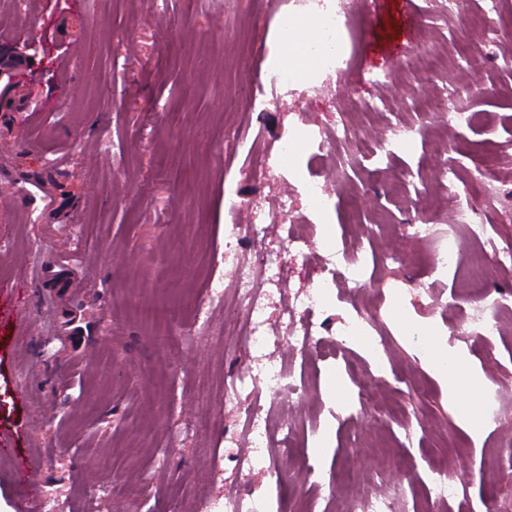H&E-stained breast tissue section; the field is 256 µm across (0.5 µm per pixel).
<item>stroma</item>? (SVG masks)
I'll list each match as a JSON object with an SVG mask.
<instances>
[{
	"mask_svg": "<svg viewBox=\"0 0 512 512\" xmlns=\"http://www.w3.org/2000/svg\"><path fill=\"white\" fill-rule=\"evenodd\" d=\"M417 4L414 27L437 56L499 27L481 89L462 103L481 122L446 127L407 106L397 88L414 85L417 70L399 66L409 51L402 0H347L357 19V68L292 82L252 120L266 135L258 168L235 136L237 96L269 80L265 63L280 24L309 14L304 0H0V56L8 59L0 71V512H45L19 481L21 466L56 492L59 512H190L196 498H223L240 477V456L274 457V438L228 440L239 414L224 387L251 358L225 335L223 302L204 313L197 302L223 290L242 255L273 254L286 268L283 283L269 288L273 324L296 295L335 277V266L293 257L277 223L235 246L224 233L225 204L232 194L269 201L304 177L310 143H297L286 160L277 142L294 113L311 133L331 132L338 109L370 98L382 102L374 135L412 126L420 136L358 161L332 222L316 225L311 239L374 256L367 276L386 312L376 329L394 338L378 371L384 393L370 417L345 410L358 390L347 366L369 360L359 341L308 367L304 400L264 387L266 407L298 420L278 494L291 512L305 503L327 512L312 478L335 479L350 464L376 494L404 484L403 507L413 512L434 463L462 448L465 470L446 512H493L496 500L512 497V334H451L470 310L473 287L456 268L428 260L452 241L469 247L443 206L445 184L431 183L412 207L398 204L437 166H482L512 189V0L486 17L482 0L448 17L441 0ZM366 69L397 81L366 85ZM439 141L450 144L441 157L430 149ZM424 215L434 234L400 267L381 257L402 248L398 234L359 230ZM126 290L183 305L168 345L119 319ZM416 326L465 350L480 388L461 398L497 411L500 423L473 434L447 382L417 356L409 336ZM397 400L408 412L384 422ZM493 448L495 468L487 461ZM383 454L404 459L396 479L380 477ZM136 478L150 487L149 499L113 495Z\"/></svg>",
	"mask_w": 512,
	"mask_h": 512,
	"instance_id": "obj_1",
	"label": "stroma"
}]
</instances>
